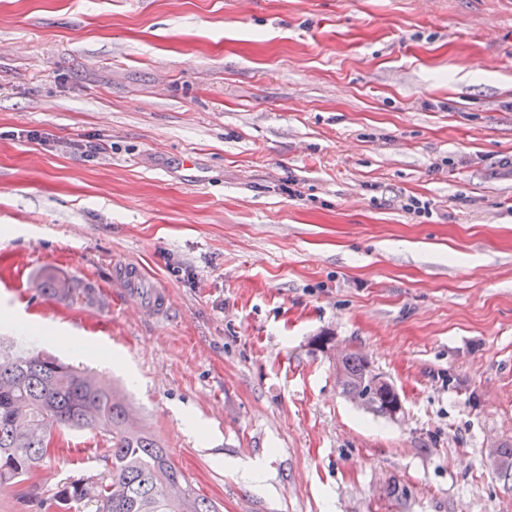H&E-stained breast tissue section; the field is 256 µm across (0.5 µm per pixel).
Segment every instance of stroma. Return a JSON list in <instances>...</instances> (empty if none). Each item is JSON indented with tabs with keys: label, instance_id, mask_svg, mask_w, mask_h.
Wrapping results in <instances>:
<instances>
[{
	"label": "stroma",
	"instance_id": "stroma-1",
	"mask_svg": "<svg viewBox=\"0 0 512 512\" xmlns=\"http://www.w3.org/2000/svg\"><path fill=\"white\" fill-rule=\"evenodd\" d=\"M3 226L0 338L122 387L221 512H512V0H0ZM66 438L0 512L108 477ZM38 292L48 297H67L71 294H80L79 288H70V284L56 279L53 275H45L43 280L36 285ZM78 290V291H77ZM338 375V383L342 392L350 398L364 401V406L379 414L391 415L397 410L398 402L396 396L388 387H373L369 381L368 361L361 355L347 353L344 355Z\"/></svg>",
	"mask_w": 512,
	"mask_h": 512
}]
</instances>
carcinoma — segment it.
<instances>
[{"label":"carcinoma","instance_id":"obj_1","mask_svg":"<svg viewBox=\"0 0 512 512\" xmlns=\"http://www.w3.org/2000/svg\"><path fill=\"white\" fill-rule=\"evenodd\" d=\"M48 297L78 294L48 274L36 285ZM342 392L379 413L397 410L396 396L369 381L368 361L344 355ZM92 430L109 436L104 450L112 471L107 479L65 482L53 496L54 512H219L199 494L171 459L167 448L140 422L112 383L44 354L0 345V487L32 475L51 455L62 430ZM498 474L512 479V443L497 448Z\"/></svg>","mask_w":512,"mask_h":512}]
</instances>
